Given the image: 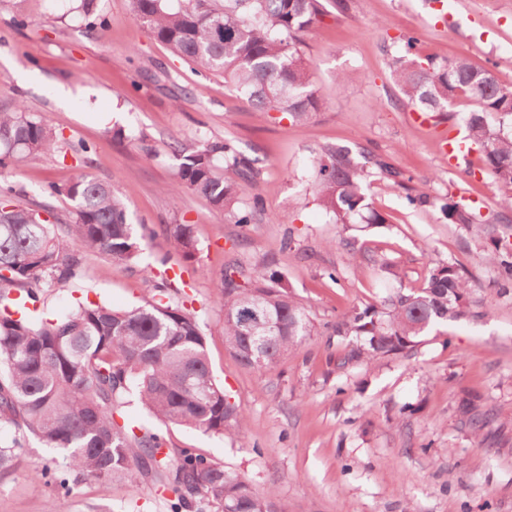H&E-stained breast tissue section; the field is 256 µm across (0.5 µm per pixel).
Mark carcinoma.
I'll use <instances>...</instances> for the list:
<instances>
[{"label": "carcinoma", "instance_id": "carcinoma-1", "mask_svg": "<svg viewBox=\"0 0 512 512\" xmlns=\"http://www.w3.org/2000/svg\"><path fill=\"white\" fill-rule=\"evenodd\" d=\"M149 34L193 63L200 72H221L253 105L305 122L320 111L303 36L328 13L322 0H129ZM389 66L410 107L434 118L458 99L472 103L466 139L482 152L484 166L512 184V88L495 73L457 57L439 61L413 52L414 38ZM60 151V137L39 115L15 102L0 108V170ZM177 179L168 194L187 190L235 224H255L264 212L260 197L244 198L258 174L256 160L231 140L175 142ZM378 176L404 191L408 207L437 205L450 224L475 226L470 208L448 196L430 198L385 157L364 146L329 144L315 161L313 192L339 224L357 219L385 224L368 195ZM45 196L68 197L72 221L68 240L58 226L19 201L0 184V473L10 471L33 437L63 452L65 468L82 477L121 479L130 485L156 474L175 497L172 512L201 504L217 512H277L274 503L224 467L187 450L175 459L166 440L147 420L123 414L136 392L147 416L164 424L222 436L228 428L245 437L246 422L211 370L199 321L166 283L153 300L131 309L79 299L51 315L43 289L63 290L80 276L77 251L98 250L116 262L139 263L142 245L127 208L112 186L81 176ZM163 234L184 260L198 248L188 224H167ZM488 263L499 270L498 290L512 289V250L494 248ZM224 270L214 288L224 298V343L242 366L263 371L288 355L314 325L282 284L277 271L257 265L239 282ZM469 281L454 265L440 264L424 287L397 290L379 307L345 313L336 333L350 337L338 362L399 355L412 349L431 327L464 317L479 318L469 300Z\"/></svg>", "mask_w": 512, "mask_h": 512}]
</instances>
